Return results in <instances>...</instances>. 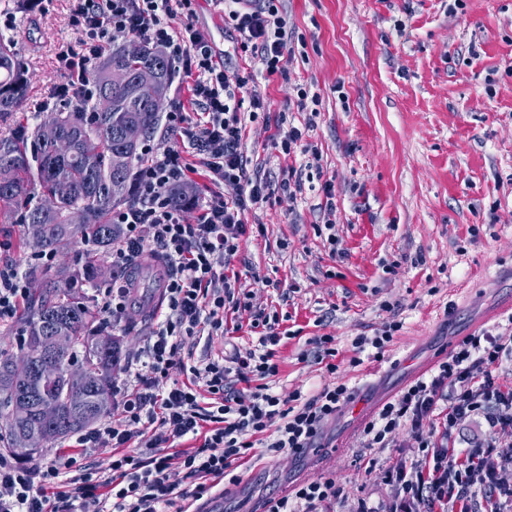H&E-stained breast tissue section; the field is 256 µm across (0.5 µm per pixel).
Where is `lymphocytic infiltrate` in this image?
Listing matches in <instances>:
<instances>
[{
	"label": "lymphocytic infiltrate",
	"mask_w": 512,
	"mask_h": 512,
	"mask_svg": "<svg viewBox=\"0 0 512 512\" xmlns=\"http://www.w3.org/2000/svg\"><path fill=\"white\" fill-rule=\"evenodd\" d=\"M196 0H74L70 24L79 47L60 46L56 61L72 81L54 87L49 101L88 99L89 74L116 32L139 36L163 49L173 74L190 80L189 105L166 115L177 145L156 151L145 144L133 180V200L112 214L121 236L112 246V286L98 304L106 320L120 325L134 304L127 278L146 255L164 265L166 306L135 358L121 357L112 383L110 416L80 434L74 452L49 454L29 468L0 454V512H174L178 499L202 498L214 480H223L264 436L273 455H297L314 447L325 423L353 400L346 384H326L313 395L280 394L270 378L282 336L277 313L254 309L250 293L237 292L238 273L230 266L240 242L263 226L248 213L276 194L295 197L302 175L289 168L278 182L249 173L242 143L247 121L266 111L247 68L220 63L207 37L192 23ZM224 24L233 32L239 55L258 60L267 76L285 75V56L294 54L293 35L282 0H224ZM320 97L296 89L294 105L306 115L305 127H289L276 139L285 157L307 151L305 128L313 124ZM204 172L218 190L207 200L177 206L169 191ZM232 187L224 195V187ZM10 236L0 237V325L15 318L29 294L21 266L10 256ZM244 311L256 335L254 349H232L199 361L185 358L186 339L220 336L226 311ZM512 359V344L483 330L465 336L427 376L407 385L365 421L368 447L389 448L400 434L414 441L423 468L396 466L385 481L396 490L390 512H434L437 503L469 505L490 501L496 512L512 504V482L505 466L512 449L500 450L501 466L480 467L477 448H497V434L512 430V387L494 370ZM479 422L484 437L455 451L464 427ZM108 457L106 467L90 458ZM336 481L320 478L296 485L291 493L268 499L264 512H319L335 498Z\"/></svg>",
	"instance_id": "f902f5d3"
}]
</instances>
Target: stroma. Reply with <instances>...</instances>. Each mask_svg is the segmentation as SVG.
Here are the masks:
<instances>
[{"label": "stroma", "instance_id": "35a3bbf8", "mask_svg": "<svg viewBox=\"0 0 512 512\" xmlns=\"http://www.w3.org/2000/svg\"><path fill=\"white\" fill-rule=\"evenodd\" d=\"M25 0H0L15 16L7 34L30 77L18 113L67 77L55 67L60 44H77L71 0L48 12ZM288 26L305 42L287 77L256 75L267 117L250 123L243 151L251 167L280 178L289 162L272 147L276 120L293 111L294 89L306 85L321 104L306 141L319 154V176L304 174L297 201L276 198L248 221L266 228L240 244L235 264L254 305L278 311L282 341L274 357L286 391L309 393L328 375L303 360L311 337L336 343V379L355 399L377 408L411 380L413 357L436 364L471 333H512L501 312L512 298V0H285ZM217 0H197L193 23L216 53L233 51ZM405 25L396 32L395 22ZM336 190L338 254L317 231L326 217L319 186ZM292 295L281 302L264 279ZM403 327L383 359L352 365L351 340L388 322ZM247 314L227 313L223 336L188 342L193 357L249 348ZM362 422L343 412L324 428L323 445L274 457L255 447L225 484L223 512H263L265 501L307 479L331 477L339 496L324 512H355L368 500L386 512L396 491L388 468L414 466L408 435L393 448L367 447Z\"/></svg>", "mask_w": 512, "mask_h": 512}]
</instances>
